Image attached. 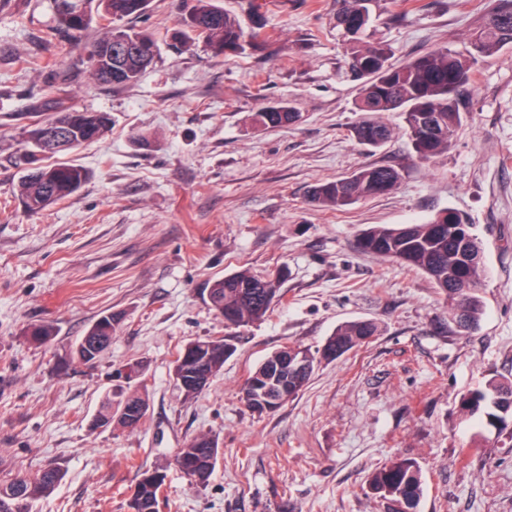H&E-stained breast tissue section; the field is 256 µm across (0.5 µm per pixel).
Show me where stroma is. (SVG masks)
<instances>
[{"label":"stroma","mask_w":512,"mask_h":512,"mask_svg":"<svg viewBox=\"0 0 512 512\" xmlns=\"http://www.w3.org/2000/svg\"><path fill=\"white\" fill-rule=\"evenodd\" d=\"M371 34L400 63L460 49L487 0H377ZM180 0H150L136 28L158 54L139 82L94 81L98 23L52 36L54 0H0V482L45 466L62 479L32 512H130L142 471L167 480L159 512H396L368 479L397 458L421 469L413 512H512V436L462 420L461 396L512 375V46L475 68L469 116L448 154L425 162L402 130L369 150L351 135L357 82L336 0H266L258 47L216 57L179 44ZM286 101L302 119L262 129L252 115ZM106 112L111 130L71 151L88 181L40 212L18 199L23 132L58 107ZM364 164L397 169L390 193L343 209L310 200L318 181ZM450 208L482 242L485 313L459 333L421 272L359 252L373 224H415ZM284 270L285 297L240 329L236 351L196 397L176 388L181 347L221 338L206 284L242 268ZM118 315L94 365L70 352L101 315ZM380 333L323 363L299 395L256 415L239 400L248 374L289 344L318 349L343 322ZM52 323L48 344L27 328ZM68 360L65 370L56 364ZM141 360L149 409L135 428L95 429L113 368ZM209 432L208 483L174 465Z\"/></svg>","instance_id":"1"}]
</instances>
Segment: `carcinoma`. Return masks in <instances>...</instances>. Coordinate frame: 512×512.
<instances>
[{"label":"carcinoma","mask_w":512,"mask_h":512,"mask_svg":"<svg viewBox=\"0 0 512 512\" xmlns=\"http://www.w3.org/2000/svg\"><path fill=\"white\" fill-rule=\"evenodd\" d=\"M97 2L99 24L105 35L93 45L89 54L95 78L107 82L105 75L120 71L110 84L115 86L137 83L154 62L156 53L149 55H108L113 40L130 43L146 42L157 46L152 34L118 24L124 18L139 17L148 0H54L58 26L53 34L74 37L91 21V3ZM376 0H340L336 26L343 30L349 45V68L360 80L354 100L361 120L351 129L352 137L361 145L377 148L394 134V128L382 119L387 112L403 115V131L418 157L433 161L448 152L457 130L467 120L468 112L463 93L473 82L474 65L485 56L512 44V0H491L485 23L472 34L463 51L446 47L419 55L403 64L390 63V51L382 44H371L362 36L372 22V6ZM258 29L247 32L237 18L218 5V0H181L179 29L172 38L182 42L201 40L216 57L242 53L257 45L263 28L262 5L250 2ZM300 118V113L287 102H274L253 114L258 127H288ZM57 125L65 134L69 146L60 149L47 146L38 137L44 125ZM106 112H87L62 108L54 116L39 122L27 131L35 152L49 163L32 167L36 157L24 160L25 174L21 177L19 197L29 212H38L75 194L88 179L81 165L56 162L54 158L101 138L110 128ZM401 176L397 169L377 164H365L347 176L316 183L310 192L313 202L332 210H342L358 201L394 190ZM360 248L381 258L396 260L419 270L431 279L445 296L448 313L458 327L475 328L484 313V303L477 294L484 273L483 251L478 236L465 215L444 209L433 218L419 224H375L365 229L359 238ZM284 273L257 274L241 269L207 284L211 307L224 317L227 327L241 328L263 320L273 303L283 300L281 284ZM116 319L107 314L97 319L77 342L72 358L89 364L98 360L94 344L112 345ZM378 334V326L368 319L348 321L337 326L322 348L311 351L300 346L282 347L269 355L246 378L240 399L252 412L263 414L259 399L276 400L277 410L295 398L307 385L316 367L323 361H333L362 347ZM26 336L45 344L55 336L51 323L30 327ZM234 337L220 340L198 338L195 345L198 358L186 361V349H181L173 367L183 372L174 377L176 385L187 397L203 391L195 380L200 375L213 378L235 351ZM304 355L307 364L296 371H281L278 364L291 352ZM130 373L125 380L110 388L95 421L105 428L137 427L143 419L129 424L120 411L130 405H147L138 387L145 372L140 362H128ZM460 412L465 417L479 416L488 426L512 416V380L491 378L484 387L460 398ZM218 438L210 433L199 434L178 449L174 461L178 469L197 486L205 485L214 471L219 448L211 447ZM62 478L60 469L47 467L35 477L18 476L0 484V512H30L32 502L51 493ZM166 474L146 477L140 473L136 491L129 502L131 512H159V498ZM370 490L395 502L416 503L420 499L421 475L418 464L399 459L375 470L369 478Z\"/></svg>","instance_id":"cac0c4a2"}]
</instances>
